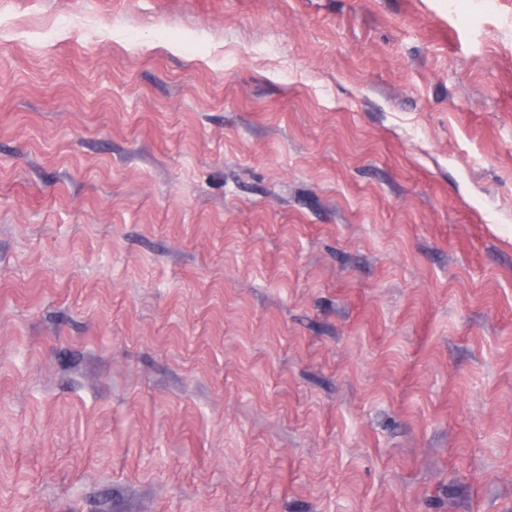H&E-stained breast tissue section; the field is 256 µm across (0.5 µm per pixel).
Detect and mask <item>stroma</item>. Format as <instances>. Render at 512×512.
<instances>
[{"mask_svg":"<svg viewBox=\"0 0 512 512\" xmlns=\"http://www.w3.org/2000/svg\"><path fill=\"white\" fill-rule=\"evenodd\" d=\"M0 512H512V0H0Z\"/></svg>","mask_w":512,"mask_h":512,"instance_id":"obj_1","label":"stroma"}]
</instances>
